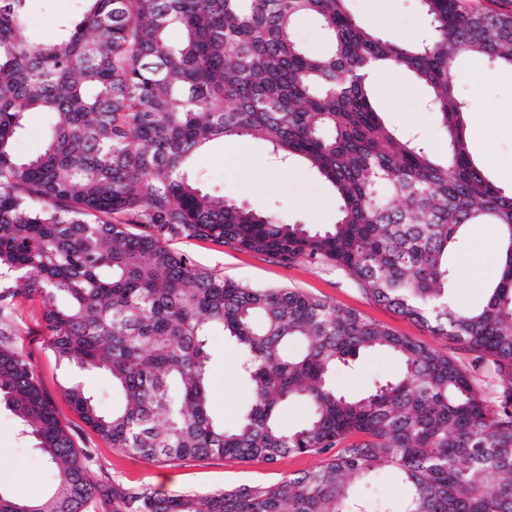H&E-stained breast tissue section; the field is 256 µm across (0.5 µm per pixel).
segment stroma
I'll return each instance as SVG.
<instances>
[{
	"label": "stroma",
	"instance_id": "obj_1",
	"mask_svg": "<svg viewBox=\"0 0 512 512\" xmlns=\"http://www.w3.org/2000/svg\"><path fill=\"white\" fill-rule=\"evenodd\" d=\"M349 9L364 28L395 43L415 42L426 34L427 22L420 0H350ZM81 12V0H28L24 32L34 42L54 41L61 23L77 19ZM454 84L457 95L483 114L482 123L466 131L475 164L497 186L511 190L512 68L463 60L454 69ZM371 93L389 128L417 137L438 157L446 156L447 139L428 110L426 86L412 75L395 70L384 80L372 82ZM241 146L252 156L253 166L242 168L234 164L233 157ZM192 168L205 189L224 194L256 212L276 214L286 223L318 226L336 220L337 200L329 184L300 162L271 159L264 142H242L236 138L213 141L195 155ZM477 232L488 238L497 235L498 228L492 224L481 225L477 230L466 227L458 243L461 254L474 257L470 265L460 266L450 291L453 306L460 310L479 305L487 288L501 273L500 254L479 248L473 241ZM170 246L225 277L256 288H296L355 310L397 334L423 341L460 363L471 359L462 347L430 335L420 324L375 302L335 266L300 261L284 267L265 255L203 240H174ZM18 324L21 334L16 339L17 347L35 369L77 447L92 454L93 476L102 483L205 494L242 484L274 485L288 475L317 466L320 461L316 455L290 454L273 463L243 462L229 457L148 463L119 453L82 421L65 397L70 368L57 362L47 347L40 303L22 304ZM210 344L215 353L209 373L210 409L217 419L230 426L250 403L251 388L237 372L236 344L220 333L211 336ZM398 369L397 361L388 354L364 353L353 368L337 370L336 387L360 393L372 378L394 376ZM53 484L41 450L20 435L16 417L1 409L0 491L20 500L35 501L47 496Z\"/></svg>",
	"mask_w": 512,
	"mask_h": 512
}]
</instances>
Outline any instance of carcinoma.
<instances>
[{
	"label": "carcinoma",
	"instance_id": "carcinoma-1",
	"mask_svg": "<svg viewBox=\"0 0 512 512\" xmlns=\"http://www.w3.org/2000/svg\"><path fill=\"white\" fill-rule=\"evenodd\" d=\"M26 2L0 0V407L56 487L35 502L0 492V512H87L95 498L111 512H512V193L470 157L452 77L457 57L512 66V16L421 0L430 35L396 44L364 29L349 0H81L79 21L34 43L21 33ZM305 16L328 35L322 54L296 39ZM382 64L429 88L446 158L384 125L369 90ZM28 112L54 122L43 153L22 158ZM226 137L316 171L339 199L336 222L312 230L204 191L192 160ZM468 224L500 227L503 264L485 302L458 311L448 285ZM175 239L336 266L474 357L462 365L298 289L226 279L172 250ZM33 300L55 359L104 369L122 392L104 413L80 384L64 390L117 450L320 464L206 495L99 484L15 344L18 307ZM215 332L237 343L253 392L232 427L209 410ZM372 350L398 375L359 397L337 392L336 370ZM290 403L307 415L287 431L278 412ZM382 466L406 486L396 504L358 490Z\"/></svg>",
	"mask_w": 512,
	"mask_h": 512
}]
</instances>
